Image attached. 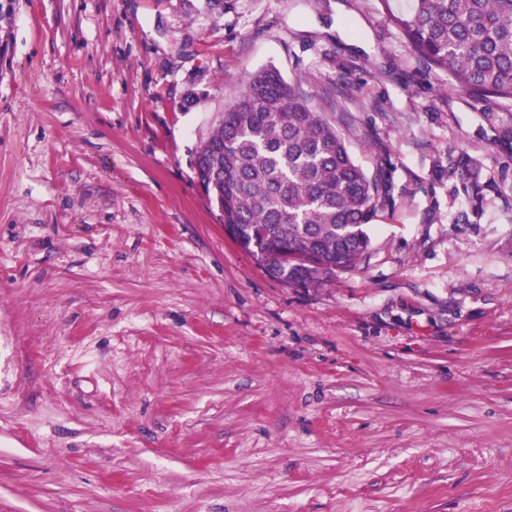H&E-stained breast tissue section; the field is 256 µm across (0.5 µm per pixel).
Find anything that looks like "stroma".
I'll return each instance as SVG.
<instances>
[{
	"label": "stroma",
	"mask_w": 512,
	"mask_h": 512,
	"mask_svg": "<svg viewBox=\"0 0 512 512\" xmlns=\"http://www.w3.org/2000/svg\"><path fill=\"white\" fill-rule=\"evenodd\" d=\"M0 11V512H512V102L448 92L380 0ZM267 65L390 168L321 286L191 167Z\"/></svg>",
	"instance_id": "stroma-1"
}]
</instances>
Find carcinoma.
Masks as SVG:
<instances>
[{
	"label": "carcinoma",
	"mask_w": 512,
	"mask_h": 512,
	"mask_svg": "<svg viewBox=\"0 0 512 512\" xmlns=\"http://www.w3.org/2000/svg\"><path fill=\"white\" fill-rule=\"evenodd\" d=\"M390 20L448 89L512 102V0H410ZM193 171L235 242L282 282L319 286L353 270L389 199L345 137L273 67L246 73L201 142Z\"/></svg>",
	"instance_id": "1"
}]
</instances>
